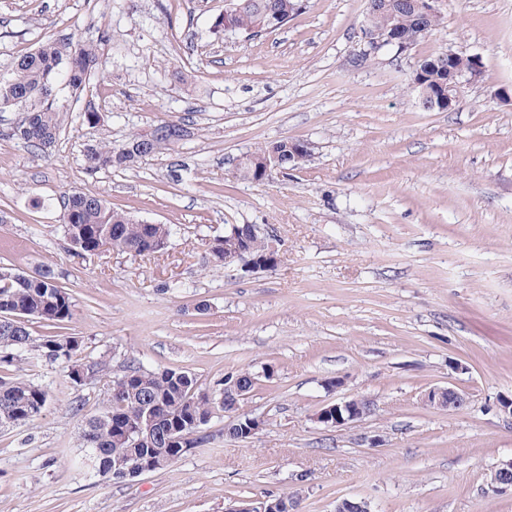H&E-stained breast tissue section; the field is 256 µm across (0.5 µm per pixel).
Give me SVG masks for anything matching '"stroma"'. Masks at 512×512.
<instances>
[{
  "label": "stroma",
  "mask_w": 512,
  "mask_h": 512,
  "mask_svg": "<svg viewBox=\"0 0 512 512\" xmlns=\"http://www.w3.org/2000/svg\"><path fill=\"white\" fill-rule=\"evenodd\" d=\"M225 7L0 0V73L50 39L100 54L84 100L56 88L65 111L51 157L8 138L20 115L0 112V267L52 270L74 315L57 329L32 323L33 336L81 337V359L108 366L76 385L64 365L17 362L51 392L38 419L0 431V512H224L283 493L295 512L352 497L373 512H512V496L488 487L512 458L498 409L512 394V102L498 97L512 85V0H440L433 35L358 70L346 58L366 0H306L248 37L215 32ZM441 51L479 55L484 77L453 109L425 112L410 75ZM89 103L94 124L82 119ZM164 121L189 136L130 170H86L87 145ZM286 138L310 143L309 162L260 183L235 177L237 157ZM71 191L172 225L166 249L70 257L59 213ZM231 224L258 225L277 266L214 263L208 244ZM131 360L207 388L251 372L239 411L262 430L230 440L215 417L207 442L122 482L80 466L82 416L102 411L110 375ZM448 385L467 393L463 408L424 405ZM352 396L372 402L365 420L317 422Z\"/></svg>",
  "instance_id": "1"
}]
</instances>
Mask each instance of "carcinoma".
Instances as JSON below:
<instances>
[{
    "label": "carcinoma",
    "instance_id": "carcinoma-1",
    "mask_svg": "<svg viewBox=\"0 0 512 512\" xmlns=\"http://www.w3.org/2000/svg\"><path fill=\"white\" fill-rule=\"evenodd\" d=\"M227 16H219L214 28L232 27L235 32L255 36L276 30L305 8V0H227ZM416 0H390L389 6L372 16L375 27L402 29L414 44L431 35L438 19L421 20ZM426 91L446 83L448 54L440 52L418 63ZM99 70V54L95 46L75 41L61 45L47 41L20 55L10 72L0 74V112L30 104L26 116L12 129V136L47 155L57 142L60 112L54 97V82L61 80L75 97H80ZM142 133L131 134L127 140L113 145H91L86 150V169L128 170L142 161L133 157L130 147ZM269 148H259L236 165V177L247 179V173L260 167ZM60 228L68 244V252L77 258L90 255L104 245L121 252L143 255L161 251L168 243L173 228L169 224H146L123 211L112 209L99 196L72 191L62 195ZM210 249L214 258L224 263V250L245 249L261 255L268 241L250 232L233 235L228 230L214 240ZM16 270L0 267V296L11 299L20 317L35 319L47 326L58 327L72 319L74 301L66 289L58 285L52 270L36 276L14 278ZM78 336H44L36 339L28 324L14 321L0 325V428L23 426L38 418L48 403V387L30 379L7 373L19 357L27 355L31 366L65 364L68 377L80 381L81 375L99 372L98 365L75 359L82 350ZM119 394L114 399L113 394ZM105 409L84 420L78 447L84 449L81 464L91 465L100 476L121 479L118 465L135 455H147L157 461L158 469L176 462L191 448L208 441L198 435L193 425L199 418L214 417L219 411L237 415L240 401L224 397V388L209 389L199 384L189 372L164 368L145 369L131 363L122 374L106 383ZM154 424L156 436L139 443L125 433L139 427L146 419Z\"/></svg>",
    "mask_w": 512,
    "mask_h": 512
}]
</instances>
